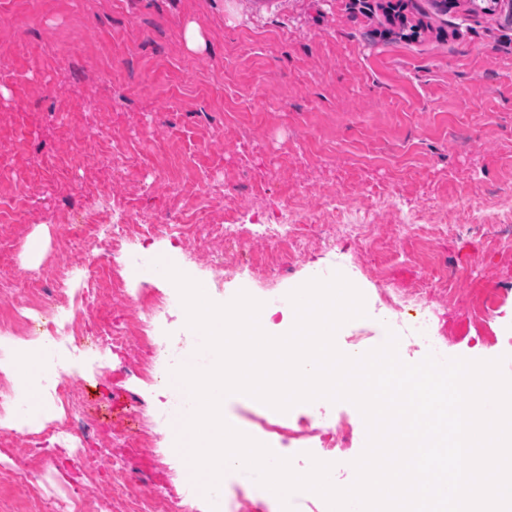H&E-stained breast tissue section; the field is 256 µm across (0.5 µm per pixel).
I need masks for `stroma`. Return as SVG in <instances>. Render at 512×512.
Listing matches in <instances>:
<instances>
[{"mask_svg":"<svg viewBox=\"0 0 512 512\" xmlns=\"http://www.w3.org/2000/svg\"><path fill=\"white\" fill-rule=\"evenodd\" d=\"M202 37L185 39L188 27ZM0 342L13 357L0 365L19 382L18 355L56 357L52 343H16L9 318L33 279L51 281L66 268L75 287L96 277L101 292L78 319L88 328L142 312L174 286L143 273L166 259L202 283L210 299L230 302L244 291L283 306L292 286L319 266L356 282L366 305L378 299L377 272L412 287L446 279L450 296L435 295L449 356L499 358L498 337L512 323V252L500 250L512 213L494 214L512 195V0L491 12L470 0L443 7L434 0H0ZM208 173L218 191L198 182ZM107 192L130 222L251 224L269 221L281 203L319 219L324 203L342 196L358 211V241L313 230L305 253L276 273L239 265L219 241L196 248L163 235L114 251L95 243L85 266L80 198ZM395 193L401 208L376 205ZM457 200L448 209L449 200ZM416 209L430 238L401 239L394 229ZM487 299L489 313L473 308ZM180 309L159 329L168 336L162 367L141 375L137 341L99 356L81 338L85 356L65 369L84 396L75 413L87 433L82 458L56 445L32 459L30 433L60 418L43 404L41 421L26 422L16 403L0 419V512H71L85 497L99 512H120L112 469L135 475L128 497L160 487L190 512H211L208 497L189 489L176 435L157 420L171 379L163 366L185 330ZM264 404L232 394L224 417L248 427ZM146 428L144 447L121 446L119 435ZM365 447L323 450L332 480L346 487ZM30 467L31 484L14 479Z\"/></svg>","mask_w":512,"mask_h":512,"instance_id":"obj_1","label":"stroma"}]
</instances>
